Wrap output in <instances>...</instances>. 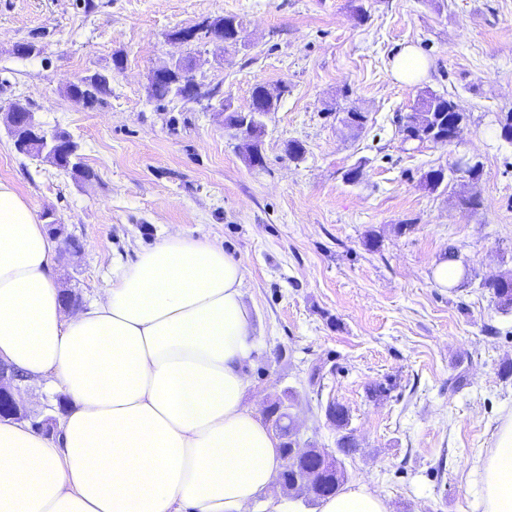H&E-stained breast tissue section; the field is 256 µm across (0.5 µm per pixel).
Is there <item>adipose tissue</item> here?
I'll list each match as a JSON object with an SVG mask.
<instances>
[{
	"mask_svg": "<svg viewBox=\"0 0 512 512\" xmlns=\"http://www.w3.org/2000/svg\"><path fill=\"white\" fill-rule=\"evenodd\" d=\"M58 241L0 181V361L61 395L59 432L0 420V512H248L282 465L244 403L254 326L245 268L180 232L66 313ZM481 512H512V413L471 471ZM320 512H386L365 485Z\"/></svg>",
	"mask_w": 512,
	"mask_h": 512,
	"instance_id": "ef3b65f1",
	"label": "adipose tissue"
}]
</instances>
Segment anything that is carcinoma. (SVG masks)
Listing matches in <instances>:
<instances>
[{"instance_id":"carcinoma-1","label":"carcinoma","mask_w":512,"mask_h":512,"mask_svg":"<svg viewBox=\"0 0 512 512\" xmlns=\"http://www.w3.org/2000/svg\"><path fill=\"white\" fill-rule=\"evenodd\" d=\"M209 25L216 28H224V49H229L227 43L232 35L240 31L241 21L234 16H224L209 21ZM192 63L188 62L183 67L174 71L173 76L166 79L150 81L149 92L152 98L163 100L170 96L179 97L187 95L188 88L193 83L191 76ZM110 93V77L95 72L81 78V81L72 84L67 88V94L84 101L93 106L103 100V97ZM284 88L275 90L268 89L264 84L258 83L252 91V98L257 101L264 112H273L277 108ZM228 126L234 128L241 135L253 141L258 146L264 135V125L259 115L245 112H229L225 117ZM466 115L460 112L457 104L445 94H437L427 91L420 95L412 110L399 118V133L406 139L423 145L434 143L440 137L448 136V133H455L464 129ZM56 165L66 171L75 173L84 169L80 162V155L74 151L55 159ZM448 179V169L439 167L428 171L424 178L425 188L435 191ZM488 290L493 295L497 305L504 311L512 310V275H502L488 285ZM283 402L275 401L270 404L272 411L267 413V422L272 428L278 431L282 438L281 451L283 464L277 475L282 484L292 491L297 489L295 476L301 471L310 470L315 474L316 495L323 499L327 492L339 489L343 482L344 473L337 459L325 463L319 467V460L316 453L302 456L295 461L288 458V444L290 443V426L286 424V414L282 411ZM335 411L336 418L333 425L336 427L338 438L336 447L344 455H348L357 448V444L351 430L350 415L348 410L339 404H330L327 411Z\"/></svg>"}]
</instances>
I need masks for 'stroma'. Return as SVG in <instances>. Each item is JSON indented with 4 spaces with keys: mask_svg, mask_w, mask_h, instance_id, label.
<instances>
[{
    "mask_svg": "<svg viewBox=\"0 0 512 512\" xmlns=\"http://www.w3.org/2000/svg\"><path fill=\"white\" fill-rule=\"evenodd\" d=\"M363 4L364 23L351 0H0V114L28 107L94 172L80 180L17 153L0 121V181L79 238L80 251L59 249L56 275L84 304L169 233L222 247L246 269V404L261 412L289 395L303 442L331 451L325 409L342 404L358 443L342 459L346 484L366 485L387 512H477L469 469L512 412L501 373L512 312L484 286L512 273V143L494 133L512 112V0ZM227 15L242 23L234 51L176 38ZM22 43L35 52L17 54ZM407 45L429 65L413 85L391 73ZM179 58L215 90L211 109L150 98L153 69ZM94 72L112 76L102 102L67 95ZM259 82L287 91L264 119V163L251 166L223 107H248ZM426 89L465 113L461 149L403 143L398 118ZM349 109L367 114L363 128L344 125ZM459 151L481 165L474 211L459 205L458 181L423 185ZM357 164L359 183H346ZM452 247L470 277L442 287L434 268Z\"/></svg>",
    "mask_w": 512,
    "mask_h": 512,
    "instance_id": "obj_1",
    "label": "stroma"
}]
</instances>
